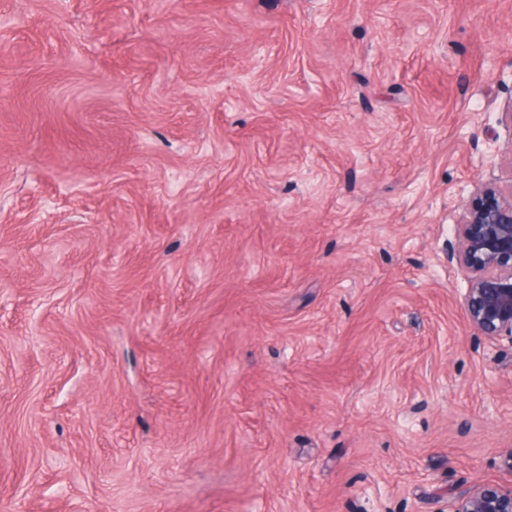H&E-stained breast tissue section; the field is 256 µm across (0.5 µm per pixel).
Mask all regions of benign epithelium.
Masks as SVG:
<instances>
[{"label": "benign epithelium", "instance_id": "1", "mask_svg": "<svg viewBox=\"0 0 512 512\" xmlns=\"http://www.w3.org/2000/svg\"><path fill=\"white\" fill-rule=\"evenodd\" d=\"M446 257L468 275L461 297L468 326L478 335L512 342V187H476ZM454 512H512V486L481 483L458 496Z\"/></svg>", "mask_w": 512, "mask_h": 512}]
</instances>
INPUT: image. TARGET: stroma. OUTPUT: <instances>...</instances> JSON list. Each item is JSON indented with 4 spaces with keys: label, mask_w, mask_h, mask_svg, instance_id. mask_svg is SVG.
Instances as JSON below:
<instances>
[{
    "label": "stroma",
    "mask_w": 512,
    "mask_h": 512,
    "mask_svg": "<svg viewBox=\"0 0 512 512\" xmlns=\"http://www.w3.org/2000/svg\"><path fill=\"white\" fill-rule=\"evenodd\" d=\"M511 100L512 0H0V512L511 481L444 256Z\"/></svg>",
    "instance_id": "35a3bbf8"
}]
</instances>
